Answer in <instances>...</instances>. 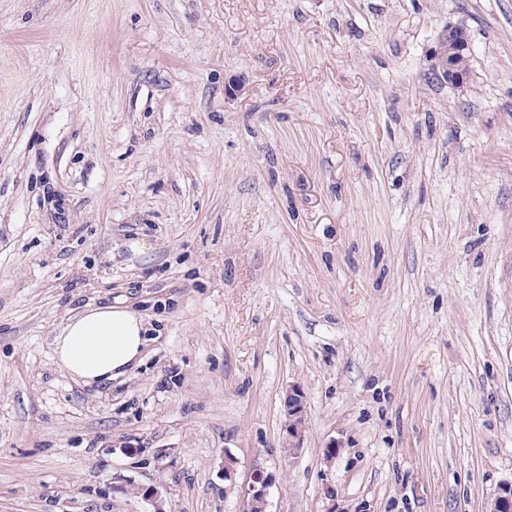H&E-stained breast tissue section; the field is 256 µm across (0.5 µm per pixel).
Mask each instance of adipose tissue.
I'll return each instance as SVG.
<instances>
[{"label":"adipose tissue","instance_id":"adipose-tissue-1","mask_svg":"<svg viewBox=\"0 0 512 512\" xmlns=\"http://www.w3.org/2000/svg\"><path fill=\"white\" fill-rule=\"evenodd\" d=\"M146 328L133 311L113 305L84 310L54 339L59 367L86 383L128 373L141 359Z\"/></svg>","mask_w":512,"mask_h":512}]
</instances>
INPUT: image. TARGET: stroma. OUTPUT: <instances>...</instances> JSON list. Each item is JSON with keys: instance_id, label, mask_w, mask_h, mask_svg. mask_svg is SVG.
<instances>
[{"instance_id": "1", "label": "stroma", "mask_w": 512, "mask_h": 512, "mask_svg": "<svg viewBox=\"0 0 512 512\" xmlns=\"http://www.w3.org/2000/svg\"><path fill=\"white\" fill-rule=\"evenodd\" d=\"M116 303L140 365L72 379ZM256 467L266 512L512 481V0H0V512H241ZM448 43H468L467 30L459 25H448V27L441 32L431 51L430 61L432 68L430 75L432 78L442 83L449 82L459 85L463 83V77H467L469 74L470 49L468 45L465 44L452 47L448 56ZM448 64L455 73L450 70ZM146 328L133 311L117 305L84 310L54 338L59 367L84 383L112 381L140 360ZM284 407L287 419L286 449L292 454L301 445L306 421L304 396L299 387L292 386L288 389Z\"/></svg>"}]
</instances>
